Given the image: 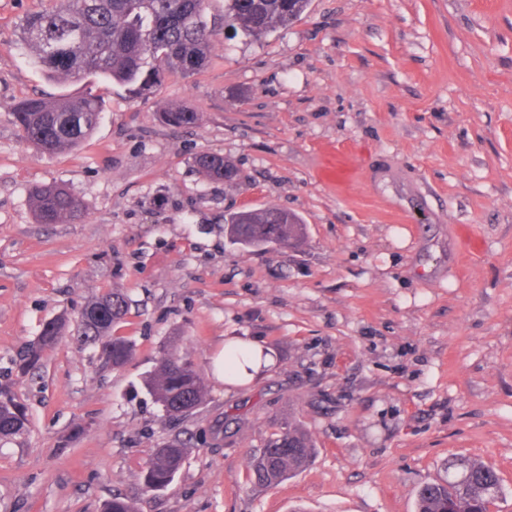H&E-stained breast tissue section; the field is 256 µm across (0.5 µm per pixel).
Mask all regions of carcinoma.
Here are the masks:
<instances>
[{
    "mask_svg": "<svg viewBox=\"0 0 512 512\" xmlns=\"http://www.w3.org/2000/svg\"><path fill=\"white\" fill-rule=\"evenodd\" d=\"M309 0H225L224 23L249 38H262L295 22ZM204 0H59L56 7L32 12L19 24V34L33 62L53 80L83 75L101 76L132 87L140 96L151 93L170 72L191 74L209 58L214 30L203 18ZM23 137L40 150L55 153L79 146L97 127L103 104L98 95L62 94L53 99L31 96L10 106ZM164 124L183 128L197 124L200 114L182 106L159 113ZM199 173L208 180L236 181L238 172L224 157L202 153ZM36 218L42 224L72 223L83 216L81 200L61 186H38L30 191ZM234 243L297 242L304 224L294 213L275 207L237 211L225 220ZM129 310L128 298L112 291L89 302L81 313L80 334L95 346L98 356L114 368L133 354L131 342L116 334ZM66 322L47 323L16 363L18 372L39 368L42 352L63 335ZM143 384L170 417H181L203 404L205 385L193 363L180 355L176 341L163 350ZM29 425L25 406L12 386L0 383V439L24 434ZM187 454L174 440L156 449L146 465L148 489L167 487L175 480ZM314 444L299 424L269 441L250 461L253 480L274 485L311 461ZM501 489L498 471L470 457L448 461V481L427 483L417 495V512H491Z\"/></svg>",
    "mask_w": 512,
    "mask_h": 512,
    "instance_id": "1",
    "label": "carcinoma"
}]
</instances>
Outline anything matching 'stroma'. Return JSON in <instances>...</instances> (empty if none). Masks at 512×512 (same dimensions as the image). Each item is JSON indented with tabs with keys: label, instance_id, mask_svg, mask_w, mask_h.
I'll return each instance as SVG.
<instances>
[{
	"label": "stroma",
	"instance_id": "stroma-1",
	"mask_svg": "<svg viewBox=\"0 0 512 512\" xmlns=\"http://www.w3.org/2000/svg\"><path fill=\"white\" fill-rule=\"evenodd\" d=\"M50 5L0 0V381L30 419L0 440V512H103L116 495L135 512H416L456 455L498 470L492 512H512V0H311L260 40L206 0L208 63L146 98L42 75L17 26ZM87 91L104 111L79 148L18 135L13 102ZM171 104L199 123H159ZM203 152L238 181L204 179ZM328 152L351 154L353 181L319 180ZM48 183L81 199V221L38 223L29 190ZM267 207L303 219L299 244L229 243L225 214ZM115 289L133 343L118 369L78 334ZM57 317L66 331L18 376ZM173 336L207 391L181 419L142 388ZM249 339L274 366L224 384L216 358ZM292 420L312 463L254 485L250 459ZM175 439L178 476L147 489V461Z\"/></svg>",
	"mask_w": 512,
	"mask_h": 512
}]
</instances>
